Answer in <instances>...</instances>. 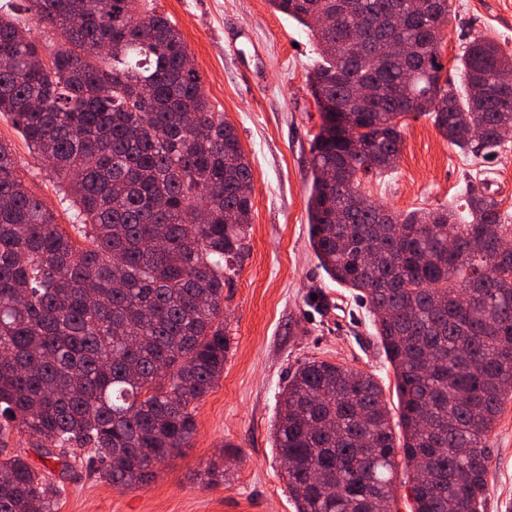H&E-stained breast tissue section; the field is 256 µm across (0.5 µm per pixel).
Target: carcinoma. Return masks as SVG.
Masks as SVG:
<instances>
[{
	"label": "carcinoma",
	"mask_w": 512,
	"mask_h": 512,
	"mask_svg": "<svg viewBox=\"0 0 512 512\" xmlns=\"http://www.w3.org/2000/svg\"><path fill=\"white\" fill-rule=\"evenodd\" d=\"M308 29L322 124L310 143V240L326 274L358 292L393 367L402 441L368 373L312 360L281 393L273 440L296 512H385L398 461L411 512H479L485 442L512 398V225L471 186L464 212L398 214L361 193L397 166L401 128L428 116L467 154L512 132V92L472 111L477 82L512 57L473 38L443 78L451 0H269ZM28 13L60 46L31 37ZM394 53L367 68L352 53ZM171 20L142 0L0 5V112L77 208L82 242L27 187L0 141V419L40 439L65 473L81 461L115 487L149 481L185 447L194 403L224 374V288L247 251L252 171L213 111ZM371 82L369 101L350 86ZM404 83L397 99L385 89ZM346 111H336V101ZM403 449L399 459L396 449ZM0 512H55L59 487L23 454L0 459Z\"/></svg>",
	"instance_id": "cac0c4a2"
}]
</instances>
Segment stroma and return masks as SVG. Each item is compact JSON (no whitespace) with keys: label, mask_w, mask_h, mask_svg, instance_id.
Instances as JSON below:
<instances>
[{"label":"stroma","mask_w":512,"mask_h":512,"mask_svg":"<svg viewBox=\"0 0 512 512\" xmlns=\"http://www.w3.org/2000/svg\"><path fill=\"white\" fill-rule=\"evenodd\" d=\"M442 48L444 74L461 82L455 58L467 41L494 40L512 54V0H451ZM181 32L214 111L236 130L252 169L249 249L224 291L229 350L218 384L196 403V431L185 448L155 465L154 477L119 488L75 465L53 469L57 512H295L273 446L279 398L304 362L326 360L371 374L389 408L395 376L365 303L320 267L312 249L307 199L310 142L321 124L306 76L316 41L268 0H153ZM397 167L366 176L368 197L399 213L456 203L468 185L489 184L512 224V136L494 159H474L426 116L405 119ZM26 185L72 231V203L44 159L0 114ZM482 512H512V399L489 435ZM223 480L208 481L207 470Z\"/></svg>","instance_id":"obj_1"}]
</instances>
